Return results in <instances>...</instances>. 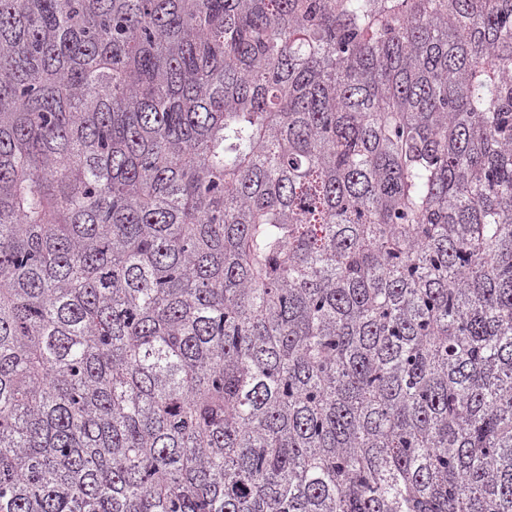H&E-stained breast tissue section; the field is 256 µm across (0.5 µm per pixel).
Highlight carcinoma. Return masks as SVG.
<instances>
[{
  "label": "carcinoma",
  "instance_id": "1",
  "mask_svg": "<svg viewBox=\"0 0 512 512\" xmlns=\"http://www.w3.org/2000/svg\"><path fill=\"white\" fill-rule=\"evenodd\" d=\"M0 512H512V0H0Z\"/></svg>",
  "mask_w": 512,
  "mask_h": 512
}]
</instances>
